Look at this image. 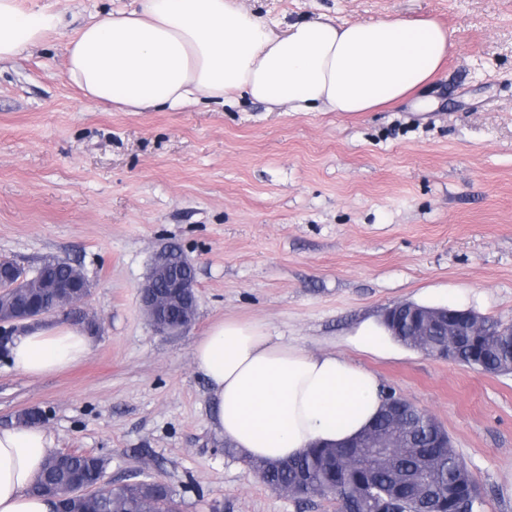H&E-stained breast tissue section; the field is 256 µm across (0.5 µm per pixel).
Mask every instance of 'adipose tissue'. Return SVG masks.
Instances as JSON below:
<instances>
[{
  "label": "adipose tissue",
  "mask_w": 512,
  "mask_h": 512,
  "mask_svg": "<svg viewBox=\"0 0 512 512\" xmlns=\"http://www.w3.org/2000/svg\"><path fill=\"white\" fill-rule=\"evenodd\" d=\"M65 27L61 13L0 0V62ZM451 48L447 30L430 18L305 20L279 33L240 0H138L97 14L68 39L65 75L87 99L126 112L239 98L271 111L369 112L428 84ZM350 342L378 357L399 347L374 319ZM91 347L80 326L53 322L17 336L11 357L17 370L41 377L82 361ZM192 360L211 388L214 430L248 460L341 446L385 403L373 371L269 336L255 322H218ZM51 448L42 427L0 428V512H54L50 499L30 491Z\"/></svg>",
  "instance_id": "1"
}]
</instances>
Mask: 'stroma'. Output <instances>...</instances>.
Returning <instances> with one entry per match:
<instances>
[{
  "label": "stroma",
  "mask_w": 512,
  "mask_h": 512,
  "mask_svg": "<svg viewBox=\"0 0 512 512\" xmlns=\"http://www.w3.org/2000/svg\"><path fill=\"white\" fill-rule=\"evenodd\" d=\"M69 34L134 0H20ZM287 24L431 17L453 49L406 98L370 112L268 111L242 100L122 112L85 99L53 36L0 62V258L80 267L101 322L89 356L33 378L0 355V427L38 409L57 452L106 476L166 482L181 512H336L265 486L212 429L192 348L223 319L373 370L447 430L483 501L512 512V373L347 338L398 302L512 321V0H243ZM174 245L197 314L155 332L139 287Z\"/></svg>",
  "instance_id": "obj_1"
}]
</instances>
